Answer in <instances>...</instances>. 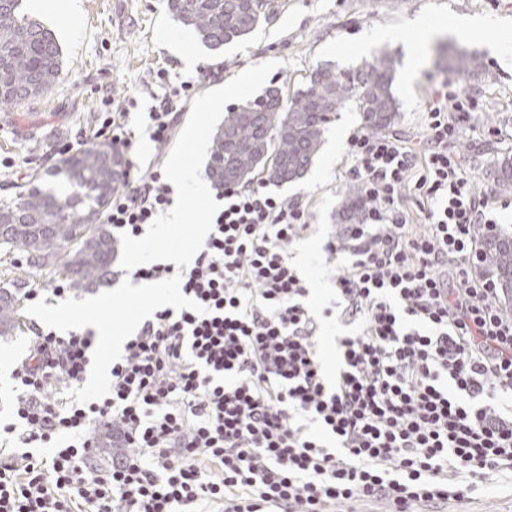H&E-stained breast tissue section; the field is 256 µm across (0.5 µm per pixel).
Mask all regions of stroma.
Here are the masks:
<instances>
[{"label": "stroma", "mask_w": 512, "mask_h": 512, "mask_svg": "<svg viewBox=\"0 0 512 512\" xmlns=\"http://www.w3.org/2000/svg\"><path fill=\"white\" fill-rule=\"evenodd\" d=\"M74 16L62 15L58 0H27L34 18L56 35L63 74L42 96L0 110V200L10 199L15 184L34 172L60 165L72 146L98 140L108 111L128 115L142 126L168 83L193 82L196 93L223 86L249 66L277 61L267 86L279 88L291 102L313 69L325 63L353 70L381 51L396 58L392 93L399 103L393 133L410 139L422 136L426 112L442 82L458 79L477 97L480 107L458 144L476 177L479 190L493 189L486 169L499 151L512 152V51L499 57L503 32L512 31V0H274V17L244 39L218 51L204 47L195 33L173 20L166 0H77ZM456 16L481 19L468 37L455 34ZM398 33L395 41L381 40ZM483 56L481 77L456 78L437 43ZM495 135H487V128ZM356 108L340 112L323 136L322 147L304 176L272 185V192L310 207L311 229L292 248V261L311 286L310 302L332 298L336 269L327 263L322 246L336 222V210L353 181L347 144L362 132ZM22 316L16 335L0 337V412L11 397L9 372L32 344ZM447 512H512V486L503 484L450 502Z\"/></svg>", "instance_id": "35a3bbf8"}]
</instances>
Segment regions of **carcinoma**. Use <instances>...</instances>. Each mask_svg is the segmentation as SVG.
<instances>
[{
  "instance_id": "carcinoma-1",
  "label": "carcinoma",
  "mask_w": 512,
  "mask_h": 512,
  "mask_svg": "<svg viewBox=\"0 0 512 512\" xmlns=\"http://www.w3.org/2000/svg\"><path fill=\"white\" fill-rule=\"evenodd\" d=\"M24 0H0V108L39 96L62 74L61 48L55 36L24 12ZM171 16L215 50L238 41L269 21L270 0H167ZM454 72L474 76L485 64L476 52L460 50L449 58ZM394 56L383 52L353 71L330 64L313 69L307 86L288 108L278 91L231 109L212 140L208 174L216 186L241 184L259 175L274 184L300 179L318 154L337 114L356 105L363 128L385 132L398 111L392 94ZM123 154L108 142H93L63 159L60 167L35 174L0 202V253L9 265L45 269L73 291L108 280L119 250L112 225L103 215L126 170ZM489 177L512 187V157L503 156ZM365 211L351 190L338 212L341 224H360ZM487 267L499 287L512 293V235L483 238ZM21 286L0 289V336L19 327Z\"/></svg>"
}]
</instances>
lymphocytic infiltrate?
Listing matches in <instances>:
<instances>
[{
  "label": "lymphocytic infiltrate",
  "instance_id": "1",
  "mask_svg": "<svg viewBox=\"0 0 512 512\" xmlns=\"http://www.w3.org/2000/svg\"><path fill=\"white\" fill-rule=\"evenodd\" d=\"M191 90L152 106L156 146L175 138ZM477 109L448 81L426 151L394 134L350 138L366 219L324 242L344 265L321 309L290 260L308 203L236 185L217 188L223 207L190 265L133 269L139 281L180 275L205 311L166 306L144 320L109 369V395L65 396L89 377L92 331L30 324L0 418V512H416L512 483V310L481 243L506 203L476 191L456 151ZM170 194L150 165L116 190L105 221L140 236ZM105 428L117 451L96 467Z\"/></svg>",
  "mask_w": 512,
  "mask_h": 512
}]
</instances>
